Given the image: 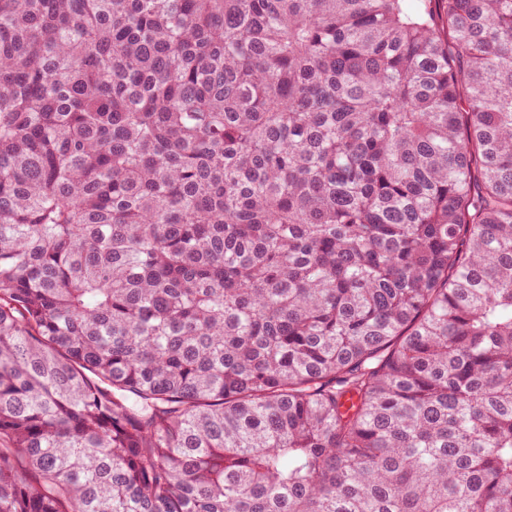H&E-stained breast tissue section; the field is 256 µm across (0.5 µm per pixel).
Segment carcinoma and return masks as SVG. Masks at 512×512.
I'll use <instances>...</instances> for the list:
<instances>
[{
  "label": "carcinoma",
  "instance_id": "obj_1",
  "mask_svg": "<svg viewBox=\"0 0 512 512\" xmlns=\"http://www.w3.org/2000/svg\"><path fill=\"white\" fill-rule=\"evenodd\" d=\"M0 512H512V0H0Z\"/></svg>",
  "mask_w": 512,
  "mask_h": 512
}]
</instances>
